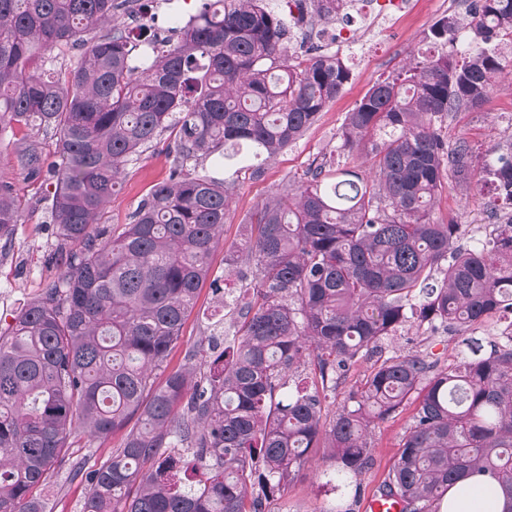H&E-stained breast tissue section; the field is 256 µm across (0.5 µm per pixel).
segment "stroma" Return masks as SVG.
I'll return each mask as SVG.
<instances>
[{"mask_svg":"<svg viewBox=\"0 0 512 512\" xmlns=\"http://www.w3.org/2000/svg\"><path fill=\"white\" fill-rule=\"evenodd\" d=\"M444 14L437 0H430L417 16L406 20L372 24L360 14L346 15L342 22L350 33V41L345 45L334 43L328 32L314 36L313 30L320 23L316 13H309L303 22L292 26L290 45L296 52H305L313 45L322 51L335 50L348 62L352 77L302 139L277 158L264 162L261 178H237L224 233L211 258L213 277L223 276L224 254L240 241L244 218L282 182L301 177L314 159L336 149L340 143L339 129L347 112L376 80L396 74L429 49V29ZM443 133L451 141L466 138L479 157L490 148L506 145L508 137L512 136V72L499 81L480 107L451 113L443 124ZM171 163V156L158 148L145 152L134 165L128 166L112 199L109 223H126L138 202L167 176ZM0 177L15 185L23 204L22 222L13 237L0 240V327L4 328L59 269L50 259L54 227L45 221V205L41 201L45 188L27 181L17 169L14 146L6 137L0 138ZM492 200L491 189L481 190L476 185H465L451 178L444 183L431 215L440 224L454 222L484 227L505 223L512 216V209L502 204L493 205ZM223 314L218 293L210 281L204 282L197 304L188 315L169 357V369L182 366L186 353L208 335L207 316L219 319ZM460 350V340L454 333L434 334L413 326L386 340L383 354L388 357L423 352L445 366L457 360ZM416 406V401H408L398 413L375 424L370 434L373 465L349 483L344 492H337L331 485L336 477L331 449L317 448L308 467L288 481L280 492L270 496L265 512H331L340 495L345 497L352 512H362L363 502L377 490L397 456L402 434ZM88 491V483L71 479L68 466L61 465L55 469L43 494L53 512H81Z\"/></svg>","mask_w":512,"mask_h":512,"instance_id":"35a3bbf8","label":"stroma"}]
</instances>
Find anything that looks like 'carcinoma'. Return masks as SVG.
<instances>
[{
	"instance_id": "cac0c4a2",
	"label": "carcinoma",
	"mask_w": 512,
	"mask_h": 512,
	"mask_svg": "<svg viewBox=\"0 0 512 512\" xmlns=\"http://www.w3.org/2000/svg\"><path fill=\"white\" fill-rule=\"evenodd\" d=\"M155 0H0V136L29 180L54 182L46 206L59 275L0 331V512H49L37 494L83 434L125 431L112 458L70 474L89 485L82 512H264L325 441L336 472L373 463L368 429L416 397L398 456L378 491L402 512H439L448 488L484 476L512 512V221L476 235L437 224L448 176L484 183L512 205V143L480 171L451 112L479 107L504 71L512 0H477L459 60L424 56L375 82L340 130V153L369 172L314 160L249 215L224 256L249 300L233 340L210 334L188 367L156 381L180 339L224 230L232 185L190 172L209 158L235 168L296 143L351 79L338 54L299 58L265 0H199L182 26L154 24ZM343 0L311 3L329 18ZM147 17L128 27L121 16ZM455 16L430 39L454 41ZM79 50V56L73 51ZM55 140L49 161L44 137ZM167 137V178L129 214L102 225L125 169ZM22 221L0 181V239ZM494 339L473 336L489 317ZM462 335L446 367L418 353L375 361L350 403L327 399L358 362L407 323ZM312 387H289L301 367ZM201 479L189 489L181 459Z\"/></svg>"
}]
</instances>
